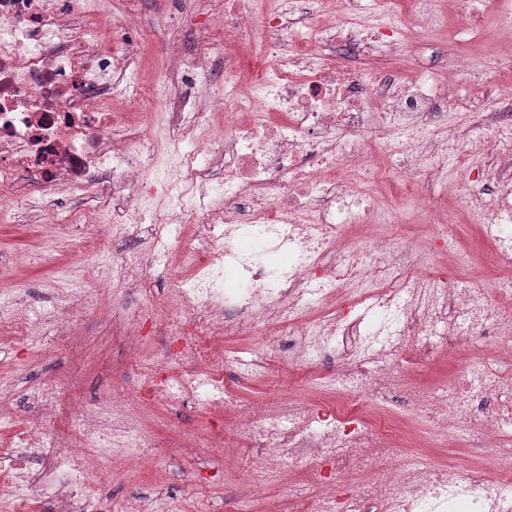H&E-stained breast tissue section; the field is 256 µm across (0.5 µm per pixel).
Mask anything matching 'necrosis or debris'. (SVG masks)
<instances>
[{
    "label": "necrosis or debris",
    "mask_w": 512,
    "mask_h": 512,
    "mask_svg": "<svg viewBox=\"0 0 512 512\" xmlns=\"http://www.w3.org/2000/svg\"><path fill=\"white\" fill-rule=\"evenodd\" d=\"M274 2L111 0L105 12L101 0H0V216L60 224L63 200L89 198L80 223L111 216L120 242L111 276L78 297L1 306L0 342L50 330L72 342L104 310L113 371L144 369L136 391L113 389L94 412L67 398L66 380L37 385L44 411L25 427L0 411V472L25 512L47 493L57 512H184L164 494L109 505L85 484L144 467L161 400L224 414L223 437L185 433L177 446L225 483L282 488L287 468L304 471L280 512H360L368 498L378 512H512L499 453L512 445V93L500 90L512 0L464 16L473 33L494 31L495 56L451 41L427 73L375 60L446 30L437 0L375 24L365 12L380 0ZM156 39L167 50L147 81L141 48ZM258 49L263 68L243 72L242 51ZM168 156L173 194L160 204L150 176ZM388 188L413 201L412 222ZM457 216L488 244L483 256L458 250ZM243 237L252 248H238ZM164 257L192 285L161 298L151 269ZM153 335L168 345L149 358ZM252 335L262 355L236 356L232 342ZM451 350L464 354L451 379L401 378L403 358ZM267 351L309 367L308 398L247 404L225 382L228 368L260 377ZM246 443L259 450L253 467H226L225 449ZM437 448L455 451L447 470L432 465ZM320 460L354 493L329 488Z\"/></svg>",
    "instance_id": "1"
}]
</instances>
